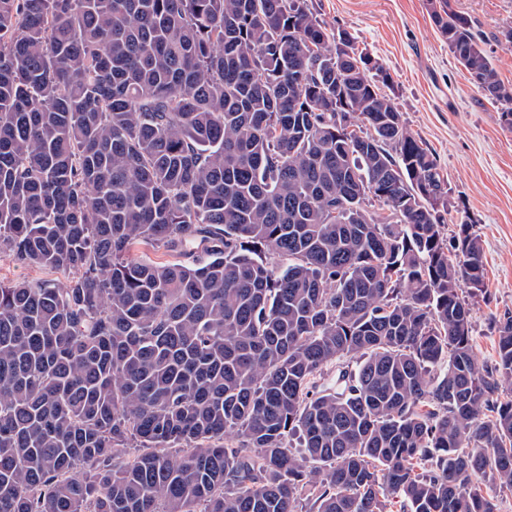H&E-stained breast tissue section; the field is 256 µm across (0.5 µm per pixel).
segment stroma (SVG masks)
<instances>
[{
    "label": "stroma",
    "mask_w": 512,
    "mask_h": 512,
    "mask_svg": "<svg viewBox=\"0 0 512 512\" xmlns=\"http://www.w3.org/2000/svg\"><path fill=\"white\" fill-rule=\"evenodd\" d=\"M329 30H348L385 68L384 93L448 181L445 235L467 221L481 240L482 293L470 297L474 353L495 363L497 323L512 313V129L438 33L429 0H312ZM475 21L499 78L512 86V0H450Z\"/></svg>",
    "instance_id": "obj_1"
}]
</instances>
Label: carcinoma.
<instances>
[{
	"label": "carcinoma",
	"mask_w": 512,
	"mask_h": 512,
	"mask_svg": "<svg viewBox=\"0 0 512 512\" xmlns=\"http://www.w3.org/2000/svg\"><path fill=\"white\" fill-rule=\"evenodd\" d=\"M354 43L311 0H0V253L58 275L0 281V512H497L512 315L483 369L481 242Z\"/></svg>",
	"instance_id": "obj_1"
}]
</instances>
